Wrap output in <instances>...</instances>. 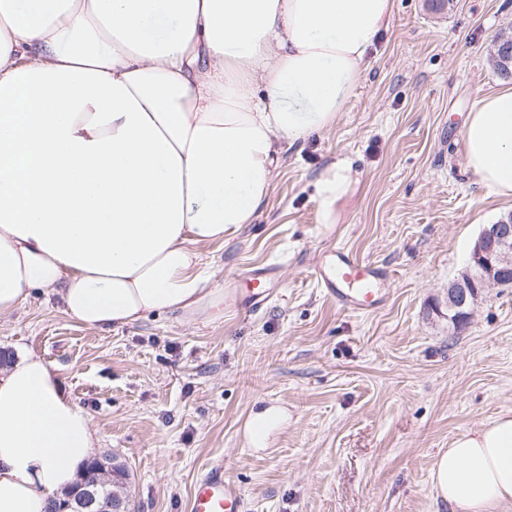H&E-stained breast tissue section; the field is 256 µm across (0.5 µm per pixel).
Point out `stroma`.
Listing matches in <instances>:
<instances>
[{"instance_id":"stroma-1","label":"stroma","mask_w":512,"mask_h":512,"mask_svg":"<svg viewBox=\"0 0 512 512\" xmlns=\"http://www.w3.org/2000/svg\"><path fill=\"white\" fill-rule=\"evenodd\" d=\"M511 27L512 0H394L332 128L286 149L254 223L206 249L227 288L277 266L262 312L236 299L212 321L150 314L102 332L36 291L0 320V354H40L90 413L135 512H185L211 466L247 512H447L431 492L436 458L512 415V286L483 290L458 329L445 305L483 227L512 213L461 142L477 94L512 82L491 57ZM344 155L363 176L326 224L317 182ZM338 247L389 273L378 309L347 311L317 284ZM267 412L277 422L251 444L247 426Z\"/></svg>"}]
</instances>
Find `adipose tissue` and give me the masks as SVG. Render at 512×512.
<instances>
[{
  "label": "adipose tissue",
  "instance_id": "adipose-tissue-1",
  "mask_svg": "<svg viewBox=\"0 0 512 512\" xmlns=\"http://www.w3.org/2000/svg\"><path fill=\"white\" fill-rule=\"evenodd\" d=\"M393 2L0 0V319L35 290L96 331L222 317L206 247L255 220L284 147L335 124ZM461 141L512 199V86ZM358 182L352 157L327 167V223ZM97 443L40 355L0 368V512H45ZM431 484L450 512L512 508V416L456 436Z\"/></svg>",
  "mask_w": 512,
  "mask_h": 512
}]
</instances>
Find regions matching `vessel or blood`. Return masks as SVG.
Returning <instances> with one entry per match:
<instances>
[{
    "instance_id": "vessel-or-blood-1",
    "label": "vessel or blood",
    "mask_w": 512,
    "mask_h": 512,
    "mask_svg": "<svg viewBox=\"0 0 512 512\" xmlns=\"http://www.w3.org/2000/svg\"><path fill=\"white\" fill-rule=\"evenodd\" d=\"M274 272V267L266 266L252 273L253 286L248 299L253 309H261L271 299ZM315 274L326 295L350 311H374L385 299L381 288L385 277L381 269L343 249L331 252ZM245 508L241 489L225 477L220 467L205 469L198 476L188 502V512H245Z\"/></svg>"
}]
</instances>
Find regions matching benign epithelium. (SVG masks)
<instances>
[{"mask_svg":"<svg viewBox=\"0 0 512 512\" xmlns=\"http://www.w3.org/2000/svg\"><path fill=\"white\" fill-rule=\"evenodd\" d=\"M512 281V214L486 225L474 242L469 270L448 283V315L455 327L471 315L479 291ZM112 476V460L108 455L93 459L79 476L65 499L48 507V512H133L126 483H112L103 493L102 480Z\"/></svg>","mask_w":512,"mask_h":512,"instance_id":"benign-epithelium-1","label":"benign epithelium"}]
</instances>
